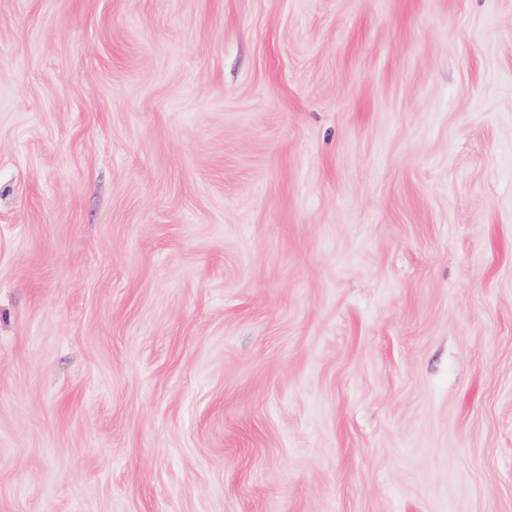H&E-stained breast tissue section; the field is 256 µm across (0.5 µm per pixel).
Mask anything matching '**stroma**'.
I'll use <instances>...</instances> for the list:
<instances>
[{
  "instance_id": "obj_1",
  "label": "stroma",
  "mask_w": 512,
  "mask_h": 512,
  "mask_svg": "<svg viewBox=\"0 0 512 512\" xmlns=\"http://www.w3.org/2000/svg\"><path fill=\"white\" fill-rule=\"evenodd\" d=\"M0 512H512V0H0Z\"/></svg>"
}]
</instances>
